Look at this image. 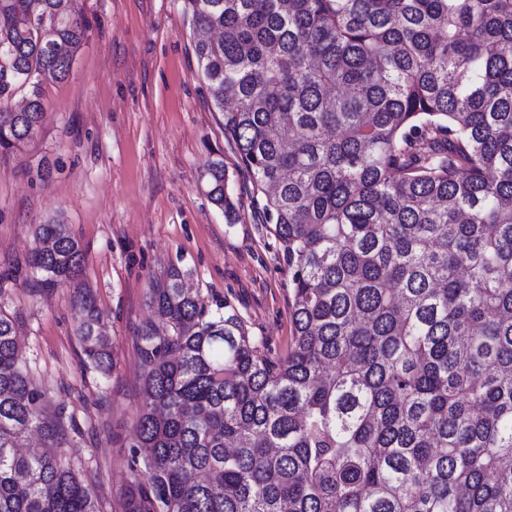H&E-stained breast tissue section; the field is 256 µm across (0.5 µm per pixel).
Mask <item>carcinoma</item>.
Wrapping results in <instances>:
<instances>
[{"label": "carcinoma", "instance_id": "cac0c4a2", "mask_svg": "<svg viewBox=\"0 0 512 512\" xmlns=\"http://www.w3.org/2000/svg\"><path fill=\"white\" fill-rule=\"evenodd\" d=\"M198 71L288 266L274 358L171 264L138 335L124 512H512V0H186ZM87 38L78 0H0V153ZM27 90L20 106L9 103ZM232 215L224 162L205 168ZM28 287L80 272L39 224ZM83 296L75 334L112 353ZM0 306V512H98Z\"/></svg>", "mask_w": 512, "mask_h": 512}]
</instances>
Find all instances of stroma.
Listing matches in <instances>:
<instances>
[{
    "mask_svg": "<svg viewBox=\"0 0 512 512\" xmlns=\"http://www.w3.org/2000/svg\"><path fill=\"white\" fill-rule=\"evenodd\" d=\"M88 31L67 79L42 85L36 138L0 155V270L25 265L36 225L62 217L85 252L76 284L47 295L0 284L16 312L23 353L81 432L63 453L82 466L99 512H121L131 479L128 444L144 401L137 350L153 318L148 288L168 265L193 289L228 302L272 355L292 335L288 267L252 201V185L224 138L223 118L198 73L184 0H79ZM220 157L238 199L227 217L207 196L204 170ZM93 293L112 351L103 376L85 366L74 331L78 287Z\"/></svg>",
    "mask_w": 512,
    "mask_h": 512,
    "instance_id": "stroma-1",
    "label": "stroma"
}]
</instances>
